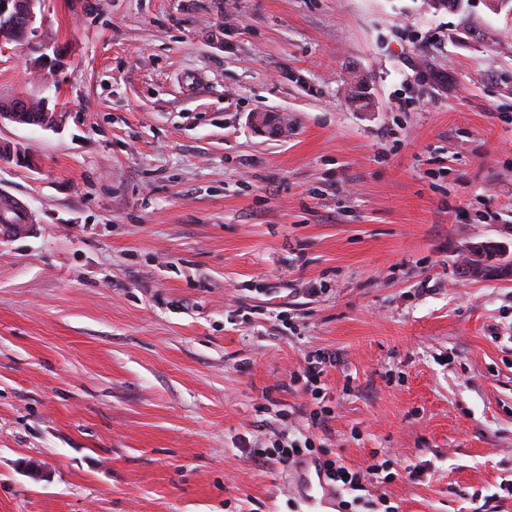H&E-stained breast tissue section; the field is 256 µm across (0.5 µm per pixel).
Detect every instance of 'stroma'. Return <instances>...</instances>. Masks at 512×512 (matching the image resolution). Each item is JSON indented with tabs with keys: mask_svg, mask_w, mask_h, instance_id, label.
<instances>
[{
	"mask_svg": "<svg viewBox=\"0 0 512 512\" xmlns=\"http://www.w3.org/2000/svg\"><path fill=\"white\" fill-rule=\"evenodd\" d=\"M36 27L0 50V101L62 114L0 123L33 216L0 238V512H289L281 432L429 462L375 488L396 512H512V282L461 273L512 248V14L43 0ZM60 113L49 111L42 100L22 99L0 109V123L6 119L20 125L47 129L58 125ZM306 363L307 365L304 368L303 377L306 376L307 383L312 382L310 386L312 387L311 395L313 400L320 401L317 403H321L326 393L321 394L320 390L322 387L315 385V383L321 382V377L327 367L326 364L330 363V358H326L324 355H314L312 358H307Z\"/></svg>",
	"mask_w": 512,
	"mask_h": 512,
	"instance_id": "35a3bbf8",
	"label": "stroma"
}]
</instances>
